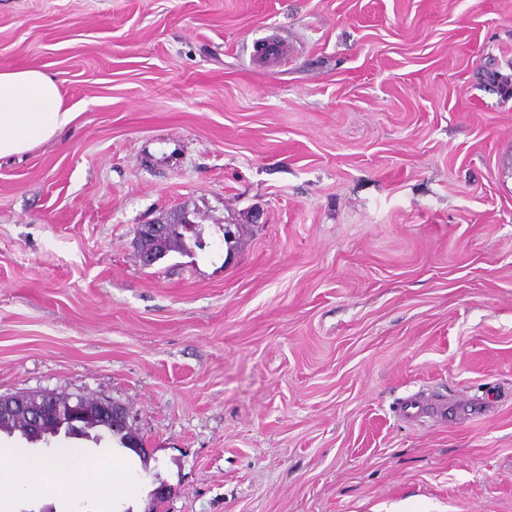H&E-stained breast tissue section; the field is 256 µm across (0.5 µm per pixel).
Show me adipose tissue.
Returning a JSON list of instances; mask_svg holds the SVG:
<instances>
[{"label": "adipose tissue", "instance_id": "ef3b65f1", "mask_svg": "<svg viewBox=\"0 0 512 512\" xmlns=\"http://www.w3.org/2000/svg\"><path fill=\"white\" fill-rule=\"evenodd\" d=\"M57 83L36 68H0V160L47 143L73 120ZM120 489L125 461L120 453L87 461L81 449L57 448L47 457L25 448L0 447V507L38 484L68 495L85 486L88 473Z\"/></svg>", "mask_w": 512, "mask_h": 512}]
</instances>
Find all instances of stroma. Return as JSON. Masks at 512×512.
Wrapping results in <instances>:
<instances>
[{
    "label": "stroma",
    "instance_id": "35a3bbf8",
    "mask_svg": "<svg viewBox=\"0 0 512 512\" xmlns=\"http://www.w3.org/2000/svg\"><path fill=\"white\" fill-rule=\"evenodd\" d=\"M7 67L76 117L0 161V394L143 448L10 512H512V0H0ZM175 224H192L185 214L179 215L176 219L160 218L149 224H141L138 227L137 242L140 239H148L152 241V250L146 249L142 256L145 264L151 265L167 254H157L164 251L161 243L167 238L170 228ZM59 396L61 398H58L57 394L53 392H42L39 394V407L36 409V411L40 417L64 420L65 417H69L71 414L76 412L75 404L82 402L84 395H69L66 403H63L61 399H64L67 396L62 394ZM39 416L38 418H40ZM91 400H94L93 402ZM96 428H103L110 433V435L119 436V443L124 448H135L138 447L135 436L131 431H126L121 425H115L114 423L103 420L98 413V405L96 400L93 398H87L83 407V413L80 417H75V421L70 427V434H75L84 437H90V430Z\"/></svg>",
    "mask_w": 512,
    "mask_h": 512
}]
</instances>
